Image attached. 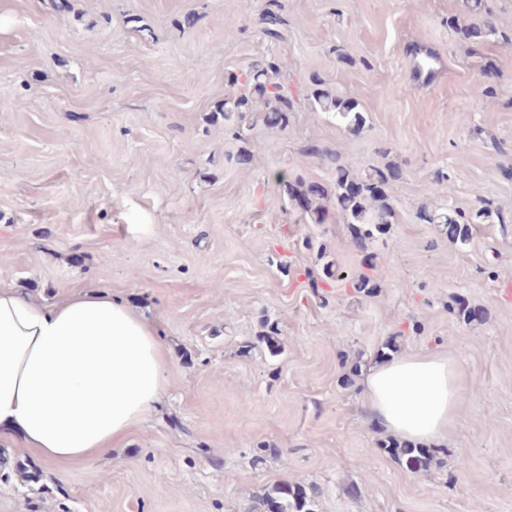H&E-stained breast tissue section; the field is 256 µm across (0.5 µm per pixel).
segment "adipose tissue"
Returning <instances> with one entry per match:
<instances>
[{"mask_svg": "<svg viewBox=\"0 0 512 512\" xmlns=\"http://www.w3.org/2000/svg\"><path fill=\"white\" fill-rule=\"evenodd\" d=\"M167 365L155 328L111 293L45 306L0 286V435L46 465H90L121 443L160 400ZM461 391L446 353L413 352L366 376L364 407L388 432L427 444L447 437Z\"/></svg>", "mask_w": 512, "mask_h": 512, "instance_id": "obj_1", "label": "adipose tissue"}]
</instances>
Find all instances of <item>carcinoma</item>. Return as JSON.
<instances>
[{
  "label": "carcinoma",
  "mask_w": 512,
  "mask_h": 512,
  "mask_svg": "<svg viewBox=\"0 0 512 512\" xmlns=\"http://www.w3.org/2000/svg\"><path fill=\"white\" fill-rule=\"evenodd\" d=\"M486 12L484 25L464 29L469 39H479L494 35L497 29ZM264 33L271 38L280 37L281 15L268 9L264 15ZM227 83L240 88L233 98L224 101V124L236 128V136L250 129L249 115L263 106V122L270 127L288 126L289 114L295 110V99L288 86L279 76V68L266 56L256 58L248 72L239 76L228 73ZM315 109L330 115L337 122L352 129H359L365 123L357 102L347 96L322 90L315 94ZM304 152L319 157L333 171L329 187L308 183L300 177H290L282 171L273 174L274 181L281 187L287 200L298 206L302 216L313 224L324 223L326 205L323 201L334 200L336 209L343 220L353 228V243L365 250L376 235L388 231L393 219V207L388 194L389 185L401 178V170L396 166L377 168L370 173L360 171L349 163L341 161L336 153L327 148L310 144ZM503 221L501 211H493L481 205L471 215L462 212L420 211V219L427 224H442L448 240L454 244L467 245L471 240V225L485 221L491 215ZM389 454L405 460L406 467L413 472L427 468L431 452L425 448L401 447L393 442L385 445ZM316 491L306 492L290 487H275L262 500L266 512H312L311 502Z\"/></svg>",
  "instance_id": "cac0c4a2"
}]
</instances>
